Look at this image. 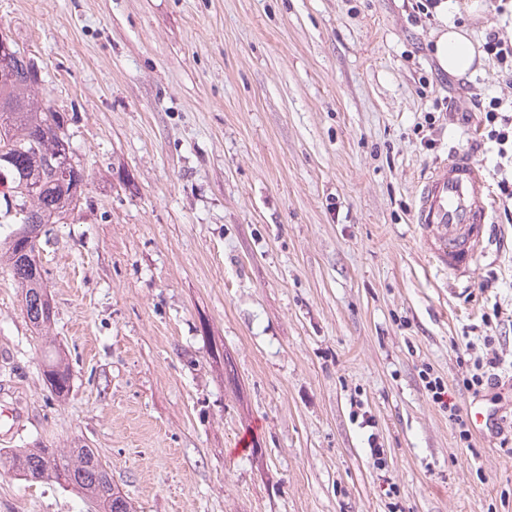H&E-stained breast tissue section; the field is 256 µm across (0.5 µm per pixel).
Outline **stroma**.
<instances>
[{
  "instance_id": "1",
  "label": "stroma",
  "mask_w": 512,
  "mask_h": 512,
  "mask_svg": "<svg viewBox=\"0 0 512 512\" xmlns=\"http://www.w3.org/2000/svg\"><path fill=\"white\" fill-rule=\"evenodd\" d=\"M467 2L0 0L90 175L39 256L48 337L0 267V408L26 414L6 447L93 448L136 512H512V455L460 439L423 381L512 423V213L465 274L412 217L451 148L498 181L471 96L511 104L512 82L432 48L448 23L512 38ZM489 353L500 384L473 395ZM0 512L91 505L0 471ZM499 362H497L496 357H485V358H478L474 362V367L476 372L472 373L470 377H466L463 379V385L467 390H472L473 393H479L481 388L485 385V383H489V381L492 380V376H495L496 374L490 373V368L495 369L497 368V365ZM481 372L479 373L478 371ZM44 377L51 392L57 397H65L69 394L72 373L68 364L49 359L45 365Z\"/></svg>"
}]
</instances>
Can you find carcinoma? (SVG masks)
<instances>
[{
    "label": "carcinoma",
    "instance_id": "carcinoma-1",
    "mask_svg": "<svg viewBox=\"0 0 512 512\" xmlns=\"http://www.w3.org/2000/svg\"><path fill=\"white\" fill-rule=\"evenodd\" d=\"M0 63V197L17 227L0 240V264L22 287L23 307L31 326L42 331L53 321L39 254L46 226L80 208L89 175L78 162H66L70 143L66 115L56 111L41 79L19 60L23 51ZM44 377L58 397L69 394L66 363L50 359ZM0 469L26 481H53L87 496L99 512H134L114 486L107 464L91 448H0Z\"/></svg>",
    "mask_w": 512,
    "mask_h": 512
}]
</instances>
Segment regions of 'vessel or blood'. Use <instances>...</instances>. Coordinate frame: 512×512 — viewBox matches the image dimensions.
<instances>
[{"label": "vessel or blood", "instance_id": "b4317fda", "mask_svg": "<svg viewBox=\"0 0 512 512\" xmlns=\"http://www.w3.org/2000/svg\"><path fill=\"white\" fill-rule=\"evenodd\" d=\"M414 221L450 270L463 273L477 259L476 243L489 221V187L483 168L455 150L437 162L420 182Z\"/></svg>", "mask_w": 512, "mask_h": 512}]
</instances>
